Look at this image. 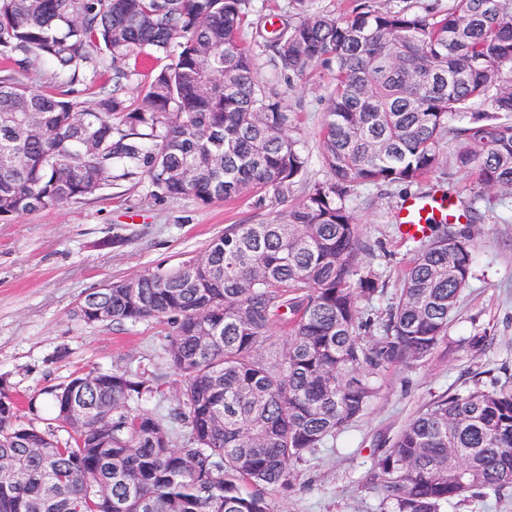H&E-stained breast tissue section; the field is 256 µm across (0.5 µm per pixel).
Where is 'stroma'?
<instances>
[{
    "label": "stroma",
    "mask_w": 512,
    "mask_h": 512,
    "mask_svg": "<svg viewBox=\"0 0 512 512\" xmlns=\"http://www.w3.org/2000/svg\"><path fill=\"white\" fill-rule=\"evenodd\" d=\"M329 81L316 71L295 88L279 86L294 135L309 157L306 175L284 201L260 204L246 196L203 206L188 196L152 197L144 185L126 179L85 202L0 223V377L20 405L23 424L46 428L50 389L93 370L145 374L159 391L142 408H175L177 383L163 358L169 326L158 319L88 325L78 320L75 306L108 282L147 270L170 271L198 258L227 225L269 222L299 202L311 183L326 180L319 132ZM465 124L462 114L448 117L442 174L419 185H360L345 199L372 251L371 266L387 284L369 305L376 316L385 314L414 254L413 243L393 221L401 200L443 192L477 210L476 221L463 213L457 222L470 240L473 261L448 339L429 359L391 367L378 378L377 394L359 421L297 466L295 491L276 498L279 512H380L368 475L374 450L388 447L422 406L465 392L474 373H495L504 364L512 368V189L485 187L452 163L457 132ZM481 332L492 341L477 352L469 340Z\"/></svg>",
    "instance_id": "stroma-1"
}]
</instances>
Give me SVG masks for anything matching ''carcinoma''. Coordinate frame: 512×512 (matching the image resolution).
<instances>
[{
	"label": "carcinoma",
	"mask_w": 512,
	"mask_h": 512,
	"mask_svg": "<svg viewBox=\"0 0 512 512\" xmlns=\"http://www.w3.org/2000/svg\"><path fill=\"white\" fill-rule=\"evenodd\" d=\"M294 5L270 30L249 19L252 0H0L1 222L130 178L202 205L284 199L308 158L275 84L332 74L319 142L329 178L270 222L227 226L193 264L88 294L89 325L99 308L112 325L167 320L176 407L139 409L154 393L142 374L90 372L51 394L57 425L41 430L17 424L0 390V512H276L272 495L364 414L378 376L447 337L470 275L467 236L429 221L375 320L361 304L386 283L344 201L360 184L441 172L452 113L468 118L457 168L512 188V122L499 117L512 113V0H450L425 15L364 0L339 17ZM143 55L169 63L134 106L129 62ZM33 60L62 86L33 84ZM91 84L87 104L79 87ZM502 373L424 406L374 454L390 512H445L512 488V372ZM65 395L83 416L64 415Z\"/></svg>",
	"instance_id": "carcinoma-1"
}]
</instances>
